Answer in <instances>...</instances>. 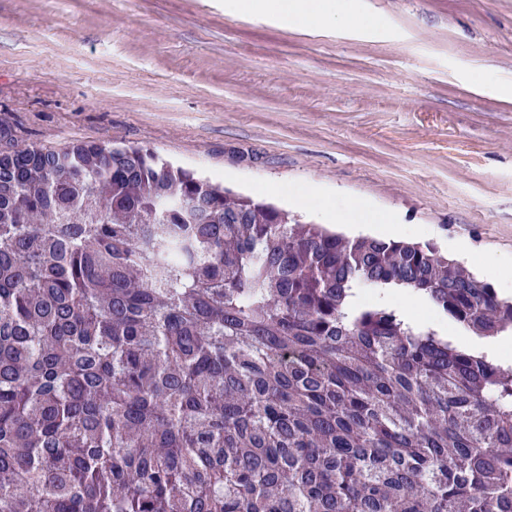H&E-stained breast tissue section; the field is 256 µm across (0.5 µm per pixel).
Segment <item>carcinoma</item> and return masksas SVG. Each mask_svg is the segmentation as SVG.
<instances>
[{
  "instance_id": "cac0c4a2",
  "label": "carcinoma",
  "mask_w": 512,
  "mask_h": 512,
  "mask_svg": "<svg viewBox=\"0 0 512 512\" xmlns=\"http://www.w3.org/2000/svg\"><path fill=\"white\" fill-rule=\"evenodd\" d=\"M449 321L512 300L429 241L141 147L0 153V512H512V368ZM381 301L403 306L409 318L425 321L429 318V307L416 295L390 289L381 295Z\"/></svg>"
}]
</instances>
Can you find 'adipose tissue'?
Here are the masks:
<instances>
[{
  "label": "adipose tissue",
  "mask_w": 512,
  "mask_h": 512,
  "mask_svg": "<svg viewBox=\"0 0 512 512\" xmlns=\"http://www.w3.org/2000/svg\"><path fill=\"white\" fill-rule=\"evenodd\" d=\"M225 13L243 18H262L284 28L306 31L336 25L364 33H375L384 26L383 18L369 0H224ZM263 193L282 195L299 207L314 206L325 223L342 220L354 209H365L363 201L333 196L327 189L306 184L287 188L280 184L263 185Z\"/></svg>",
  "instance_id": "adipose-tissue-1"
}]
</instances>
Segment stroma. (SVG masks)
Here are the masks:
<instances>
[{
  "instance_id": "obj_1",
  "label": "stroma",
  "mask_w": 512,
  "mask_h": 512,
  "mask_svg": "<svg viewBox=\"0 0 512 512\" xmlns=\"http://www.w3.org/2000/svg\"><path fill=\"white\" fill-rule=\"evenodd\" d=\"M223 2L0 0V133L146 148L251 196L322 184L374 206L336 231L388 211L512 276V0H370L394 27L367 39Z\"/></svg>"
}]
</instances>
